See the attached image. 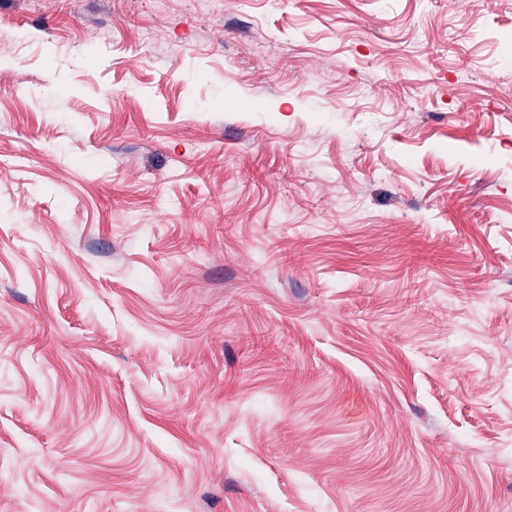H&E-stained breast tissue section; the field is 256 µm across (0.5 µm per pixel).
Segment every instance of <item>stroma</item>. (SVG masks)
I'll use <instances>...</instances> for the list:
<instances>
[{
    "label": "stroma",
    "instance_id": "stroma-1",
    "mask_svg": "<svg viewBox=\"0 0 512 512\" xmlns=\"http://www.w3.org/2000/svg\"><path fill=\"white\" fill-rule=\"evenodd\" d=\"M0 512H512V0H0Z\"/></svg>",
    "mask_w": 512,
    "mask_h": 512
}]
</instances>
